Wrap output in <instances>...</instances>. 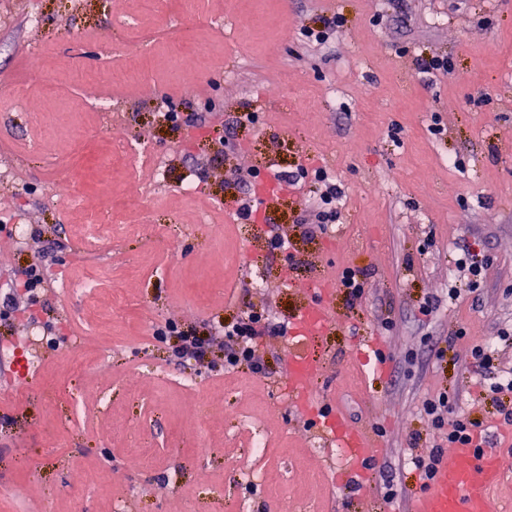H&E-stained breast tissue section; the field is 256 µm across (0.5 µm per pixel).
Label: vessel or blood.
Here are the masks:
<instances>
[{
    "label": "vessel or blood",
    "mask_w": 512,
    "mask_h": 512,
    "mask_svg": "<svg viewBox=\"0 0 512 512\" xmlns=\"http://www.w3.org/2000/svg\"><path fill=\"white\" fill-rule=\"evenodd\" d=\"M335 318L325 302L307 304L296 316L289 336L288 393L306 412L313 411L312 382L319 372L315 357L304 351L305 341L334 330ZM379 337L367 336L356 346L361 360L376 359L385 365ZM322 432L342 454L345 482L363 486L378 459L377 444L364 430L350 425L343 412L325 416ZM504 477L501 451L489 446L456 449L451 463L440 465L429 488L415 497L408 512H500L493 491Z\"/></svg>",
    "instance_id": "obj_1"
}]
</instances>
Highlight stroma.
Masks as SVG:
<instances>
[{"mask_svg": "<svg viewBox=\"0 0 512 512\" xmlns=\"http://www.w3.org/2000/svg\"><path fill=\"white\" fill-rule=\"evenodd\" d=\"M40 2L33 26L27 0H0V88L20 82L27 95L26 111L0 118V148L15 167L0 181V222L25 230L20 241L0 232V267L28 264L40 245L56 257L33 314L0 318V348H28L35 361L18 396L7 389L11 361L0 357V497L10 512H113L118 502L125 512H407L420 492L413 460L425 449L410 437L425 429L423 400L448 391L472 418L495 419V376L471 372L468 350L512 330V0H207L200 17L184 0H158L150 13L137 0ZM333 12L343 28L326 44L309 43L304 30ZM150 33L149 82L72 85L73 72L108 59L136 65ZM171 34L207 49L204 74L171 56ZM35 50L42 68L33 75L25 61ZM420 54L447 58L449 75L427 82ZM100 100L110 111L94 110ZM301 100L307 111H297ZM171 112L213 119L191 128L169 121ZM243 112L256 113V124H233ZM131 141L165 156L166 190L155 188L152 165L127 177ZM317 168L343 196L336 223L307 237L300 221ZM279 173L298 184L276 181ZM65 176L82 209L54 192ZM246 202L255 209L248 219L238 215ZM89 211L109 213L112 238L81 263ZM202 214L210 223H199ZM172 234L176 253L165 248ZM275 235L287 249H271ZM465 247L492 265L475 292L453 299ZM89 266L108 273L97 298L63 297L61 282ZM347 266L368 275L356 306L337 286ZM116 286L128 306L99 321ZM317 298L338 325L306 343L320 363L313 392L380 445L379 473L363 490L340 484L342 461L319 446L317 418L291 406L287 338L266 339L256 374L225 372L217 344L205 361L179 363L152 336L167 320L203 333L249 307L287 325ZM427 298L437 303L429 315L420 310ZM35 329L42 341H32ZM363 336L383 341L385 375L356 358ZM65 344L88 360L111 346V370L72 369L60 358ZM181 377L200 391L176 386ZM74 395L82 411L70 425ZM253 420L266 433L261 458ZM202 427L204 456L195 438ZM137 443L155 448L154 463L134 452ZM241 466L275 467L282 480L243 483ZM102 467L105 483L81 488L83 474ZM387 477L397 490L389 501Z\"/></svg>", "mask_w": 512, "mask_h": 512, "instance_id": "1", "label": "stroma"}]
</instances>
